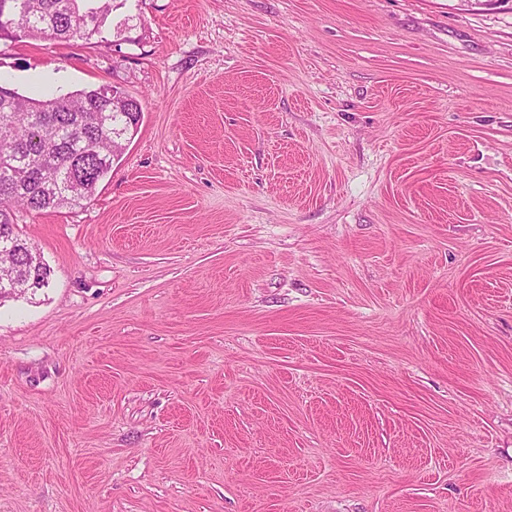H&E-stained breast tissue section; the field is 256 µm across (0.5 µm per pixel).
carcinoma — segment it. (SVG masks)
I'll return each instance as SVG.
<instances>
[{"mask_svg":"<svg viewBox=\"0 0 512 512\" xmlns=\"http://www.w3.org/2000/svg\"><path fill=\"white\" fill-rule=\"evenodd\" d=\"M115 0H0V22L11 20L33 38L107 40L104 20ZM128 95L116 86L86 88L33 99L0 85V241L9 256L0 277H37L50 285L51 269L15 232V213L76 208L91 199L103 175L125 149L115 136Z\"/></svg>","mask_w":512,"mask_h":512,"instance_id":"obj_1","label":"carcinoma"}]
</instances>
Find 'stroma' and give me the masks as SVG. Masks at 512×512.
Returning <instances> with one entry per match:
<instances>
[{
    "label": "stroma",
    "mask_w": 512,
    "mask_h": 512,
    "mask_svg": "<svg viewBox=\"0 0 512 512\" xmlns=\"http://www.w3.org/2000/svg\"><path fill=\"white\" fill-rule=\"evenodd\" d=\"M0 37L121 86L78 208L17 215L0 512H512V0H128Z\"/></svg>",
    "instance_id": "35a3bbf8"
}]
</instances>
